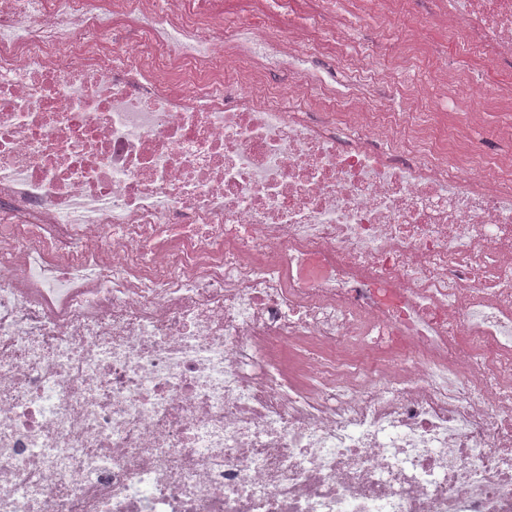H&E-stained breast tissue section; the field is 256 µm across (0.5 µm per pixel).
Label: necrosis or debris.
Here are the masks:
<instances>
[{
	"mask_svg": "<svg viewBox=\"0 0 512 512\" xmlns=\"http://www.w3.org/2000/svg\"><path fill=\"white\" fill-rule=\"evenodd\" d=\"M355 2L0 0V512H512V83ZM428 23L512 65V0ZM295 3L292 4V11L288 14V16H283L282 14L273 12V11H265L263 14V19L266 24L275 30L286 31L288 29L289 21L293 24H301L308 26V16L311 12V0H294Z\"/></svg>",
	"mask_w": 512,
	"mask_h": 512,
	"instance_id": "1",
	"label": "necrosis or debris"
}]
</instances>
